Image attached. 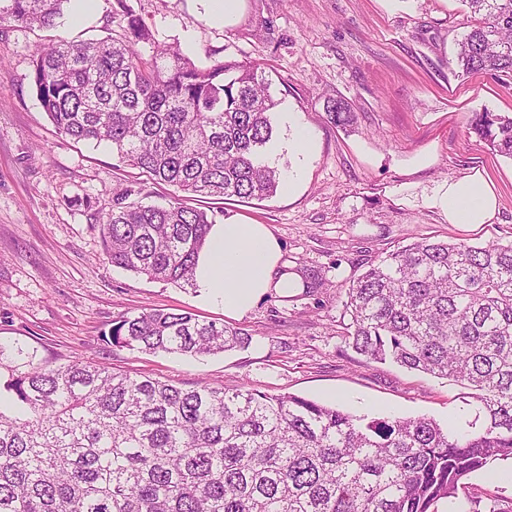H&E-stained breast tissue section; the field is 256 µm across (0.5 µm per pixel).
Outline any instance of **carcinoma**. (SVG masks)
I'll list each match as a JSON object with an SVG mask.
<instances>
[{
    "label": "carcinoma",
    "mask_w": 512,
    "mask_h": 512,
    "mask_svg": "<svg viewBox=\"0 0 512 512\" xmlns=\"http://www.w3.org/2000/svg\"><path fill=\"white\" fill-rule=\"evenodd\" d=\"M69 0H0V24L53 29ZM470 20L455 60L512 78V0H461ZM123 37L55 39L31 54L33 89L62 134L105 142L153 184L165 206L130 200L95 215L103 257L195 287L216 217L273 196L267 160L279 101L254 65H197L154 42L125 3ZM333 123L350 121L342 99ZM470 130L512 159V115L478 112ZM345 343L375 362L450 379L466 418L369 417L242 383L183 388L102 362L46 361L4 389L0 512H433L463 480L512 459V243L423 238L368 262L345 289ZM109 341L192 358L247 348L251 334L189 312L150 308L113 322Z\"/></svg>",
    "instance_id": "1"
}]
</instances>
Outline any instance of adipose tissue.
Segmentation results:
<instances>
[{"label": "adipose tissue", "mask_w": 512, "mask_h": 512, "mask_svg": "<svg viewBox=\"0 0 512 512\" xmlns=\"http://www.w3.org/2000/svg\"><path fill=\"white\" fill-rule=\"evenodd\" d=\"M452 224H487L497 211V196L482 173L437 186L426 198ZM281 246L264 224H213L195 269L203 302L220 304L229 317L250 312L269 290L281 295L295 278L280 268Z\"/></svg>", "instance_id": "1"}]
</instances>
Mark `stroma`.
<instances>
[{
  "instance_id": "obj_1",
  "label": "stroma",
  "mask_w": 512,
  "mask_h": 512,
  "mask_svg": "<svg viewBox=\"0 0 512 512\" xmlns=\"http://www.w3.org/2000/svg\"><path fill=\"white\" fill-rule=\"evenodd\" d=\"M154 35L139 45L258 65L280 105L274 115L276 194L230 211L265 224L283 260L316 286L291 297L268 292L248 314L228 317L190 287L152 281L102 257L95 213L114 192L140 188L166 204L169 188L141 184L110 145L59 134L31 87L41 42L119 36L116 0H97L58 26H0V362L24 368L54 359L111 364L176 385L247 382L353 415L461 416V388L396 364L367 360L340 337L345 288L367 261L422 238L471 245L512 241V160L468 130L474 113H512V79L460 75L455 41L461 0H243L235 20L209 23L200 0H126ZM348 101L350 125L330 122L327 98ZM482 171L498 198L487 224H452L425 198L439 184ZM146 308L185 311L239 327L244 350L193 359L106 344L113 322ZM467 496L497 498L512 512V462L472 473Z\"/></svg>"
}]
</instances>
